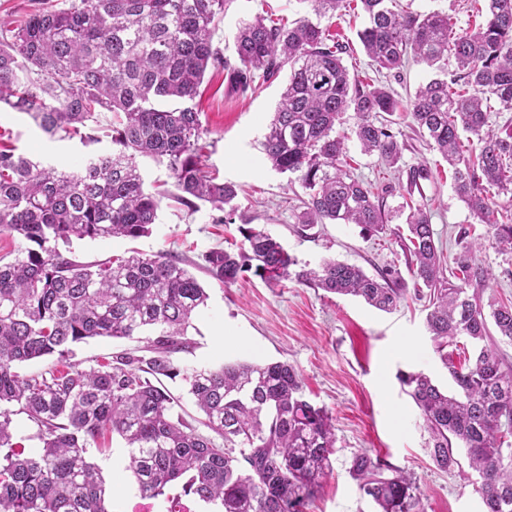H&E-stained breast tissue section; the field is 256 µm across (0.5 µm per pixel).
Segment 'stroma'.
<instances>
[{
	"instance_id": "obj_1",
	"label": "stroma",
	"mask_w": 512,
	"mask_h": 512,
	"mask_svg": "<svg viewBox=\"0 0 512 512\" xmlns=\"http://www.w3.org/2000/svg\"><path fill=\"white\" fill-rule=\"evenodd\" d=\"M411 9L448 13L459 33L473 30L485 19L474 0H412ZM259 14L293 20L312 16L313 11L310 0H231L216 26L215 47L234 58L233 36L239 22ZM321 24L349 46L344 61L363 82L389 85L405 99L432 76L430 69L412 60L398 75L378 74L357 38L363 16L347 11L323 18ZM287 79L283 73L242 92L231 86L226 71L211 68L200 87L195 104L204 128L201 160L218 180L236 186L235 214L204 202L190 209L169 196L161 203L150 235L77 240L72 250L83 261L116 258L133 250L149 255L163 251L186 264L209 298L187 330L188 346L176 355L179 363L201 367L282 361L296 368L305 397L326 407L336 420L333 470L306 512H374L373 503L361 495L349 473L353 455L365 450L412 473L425 512H483L470 483L469 467L448 473L434 464L421 413L397 380L398 371L415 370L431 376L441 388L452 385L426 330L428 301L414 296L413 274L393 234L394 229L404 228L408 214L409 168L422 164L430 171L429 180L422 183L420 203L431 213L435 241L446 264H453L463 252L468 236L486 235L488 227L456 194L452 168L429 149L407 113L397 112L390 118L389 128L403 146L400 158L391 165L361 151L351 135L356 123L351 111L345 112L337 130L346 136L354 176L382 190L388 230L371 236L356 224H300V200L306 192L294 176L271 168L261 146ZM111 124V113H101L98 123L87 128L93 136L88 142L77 135H48L26 114L0 108L1 141L44 164L67 170L88 157L111 152ZM246 223L278 239L300 267L315 269L333 258L371 275L395 270L408 293L397 310L385 313L358 297L291 280L267 284L250 272L235 283H219L205 270L204 257L216 248L239 247L238 228ZM476 261L489 273L481 290L484 303L512 300V253L488 246L477 252ZM123 455L118 439L106 450L89 452L112 488V512H213L212 506L190 497L176 504L167 495L140 498L134 476L122 466Z\"/></svg>"
}]
</instances>
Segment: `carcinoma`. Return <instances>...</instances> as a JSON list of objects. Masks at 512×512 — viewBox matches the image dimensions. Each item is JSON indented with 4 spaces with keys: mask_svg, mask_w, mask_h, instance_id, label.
Returning a JSON list of instances; mask_svg holds the SVG:
<instances>
[{
    "mask_svg": "<svg viewBox=\"0 0 512 512\" xmlns=\"http://www.w3.org/2000/svg\"><path fill=\"white\" fill-rule=\"evenodd\" d=\"M232 0H70L42 7L0 33V104L29 116L45 133L85 127L113 112L112 163L84 164L78 173L0 149V234L20 240L13 260L0 257V512H112L111 491L87 456L116 434L125 442L124 469L143 498L182 493L223 512H306L332 470L333 416L303 394L286 362L186 367L174 355L208 294L181 261L160 252L83 263L61 246L77 239H137L150 233L163 196L144 190L137 158L164 165L191 207L198 199L222 210L235 188L203 170L200 112L193 104L207 69L222 67L243 91L288 69L262 142L280 173L296 175L307 191L299 223L359 224L381 233L385 204L370 184L348 170L336 122L351 110L361 151L389 164L401 146L382 114H410L429 145L454 168V188L490 227L491 244L512 251V214L494 218L488 188L512 198V133L487 129L489 102L512 112V0H487V20L462 34L440 11L415 13L395 0H359L365 24L359 41L376 71L412 58L444 71L453 56L463 94L441 78L402 102L386 86L363 84L343 62L345 45L308 17L290 22L256 17L234 36L238 64L213 47L216 21ZM316 16L347 0H312ZM477 138L466 145L461 132ZM405 250L420 286L429 291L426 327L434 351L457 387L441 390L423 372H399L404 392L421 411L438 469L460 467L465 451L477 475L484 512H512V364L495 336L512 342V302L483 312L478 286L486 271L470 245L455 259L463 284L444 276L431 215L407 217ZM245 251L214 249L207 271L221 283L245 272L279 283L293 279L326 292L362 298L383 312L397 308L406 289L391 273L370 276L334 259L319 269L298 262L276 238L242 229ZM475 289L469 290L467 286ZM497 335H492L488 321ZM146 330L145 354L118 352L95 365L72 361L73 346L94 337L122 338ZM55 357L49 369L23 375L20 363ZM181 379L222 439L204 436L177 411L179 400L160 378ZM36 427L40 447L13 442L12 416ZM350 473L376 512H424L409 474L366 452Z\"/></svg>",
    "mask_w": 512,
    "mask_h": 512,
    "instance_id": "carcinoma-1",
    "label": "carcinoma"
}]
</instances>
